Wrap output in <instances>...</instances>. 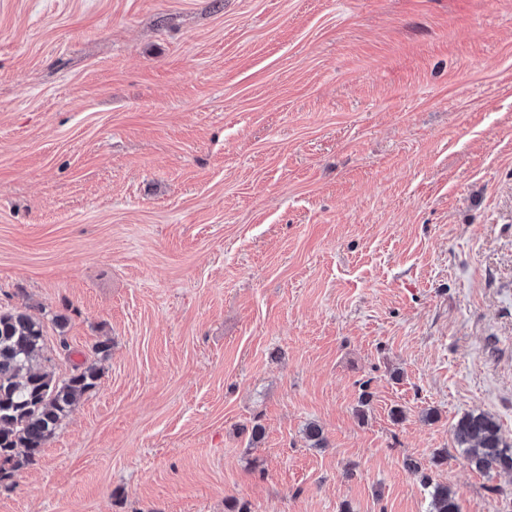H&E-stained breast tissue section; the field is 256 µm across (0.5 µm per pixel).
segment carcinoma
I'll use <instances>...</instances> for the list:
<instances>
[{
	"mask_svg": "<svg viewBox=\"0 0 512 512\" xmlns=\"http://www.w3.org/2000/svg\"><path fill=\"white\" fill-rule=\"evenodd\" d=\"M43 341V326L30 314L0 311V481L35 464L61 421L100 379L98 368L84 363L58 381L44 365ZM453 439L475 469L512 471V443L491 415L465 414L455 423ZM407 467L433 485L432 512H461L452 490L433 484L417 464Z\"/></svg>",
	"mask_w": 512,
	"mask_h": 512,
	"instance_id": "1",
	"label": "carcinoma"
}]
</instances>
